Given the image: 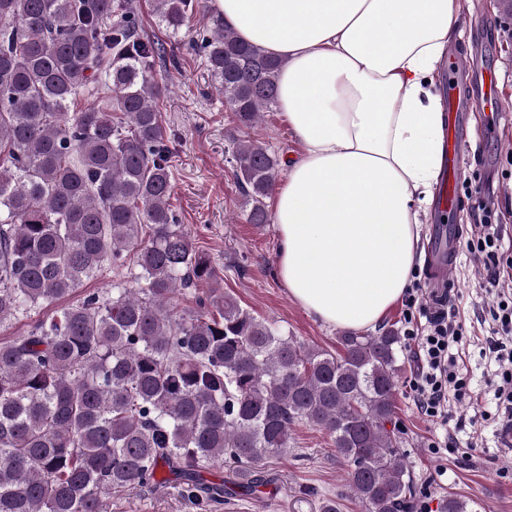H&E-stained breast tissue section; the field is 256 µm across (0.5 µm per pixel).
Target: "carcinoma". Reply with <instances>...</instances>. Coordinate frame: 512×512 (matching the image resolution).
<instances>
[{"mask_svg":"<svg viewBox=\"0 0 512 512\" xmlns=\"http://www.w3.org/2000/svg\"><path fill=\"white\" fill-rule=\"evenodd\" d=\"M172 35L207 0H152ZM249 128L276 103L281 62L218 18L179 40ZM133 0H0V324L66 297L107 268L128 280L0 342V512H103L169 465L198 480L234 468L239 488L285 456L293 426L324 431L363 512H413L395 418L401 337L308 346L242 308L172 207L171 149L156 70ZM87 92L97 105L70 111ZM248 222L268 223L279 160L227 135ZM195 306L177 296L190 288Z\"/></svg>","mask_w":512,"mask_h":512,"instance_id":"cac0c4a2","label":"carcinoma"}]
</instances>
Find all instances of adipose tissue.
I'll return each instance as SVG.
<instances>
[{
  "label": "adipose tissue",
  "mask_w": 512,
  "mask_h": 512,
  "mask_svg": "<svg viewBox=\"0 0 512 512\" xmlns=\"http://www.w3.org/2000/svg\"><path fill=\"white\" fill-rule=\"evenodd\" d=\"M282 60L278 106L301 147L273 203L278 276L320 321L376 326L420 257L445 114L432 77L463 0H216Z\"/></svg>",
  "instance_id": "ef3b65f1"
}]
</instances>
